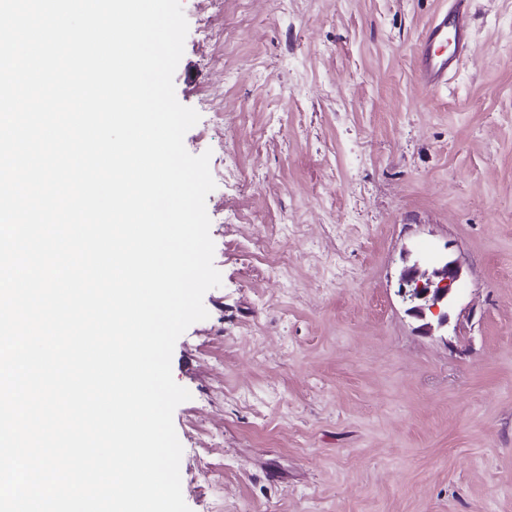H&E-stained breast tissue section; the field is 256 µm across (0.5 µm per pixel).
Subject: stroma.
Returning a JSON list of instances; mask_svg holds the SVG:
<instances>
[{"label": "stroma", "mask_w": 512, "mask_h": 512, "mask_svg": "<svg viewBox=\"0 0 512 512\" xmlns=\"http://www.w3.org/2000/svg\"><path fill=\"white\" fill-rule=\"evenodd\" d=\"M220 287L177 340L191 512H512V0L423 88L444 0H182ZM460 257L446 326L404 270Z\"/></svg>", "instance_id": "obj_1"}]
</instances>
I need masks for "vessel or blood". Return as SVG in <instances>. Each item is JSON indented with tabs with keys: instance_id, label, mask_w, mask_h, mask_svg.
I'll list each match as a JSON object with an SVG mask.
<instances>
[{
	"instance_id": "1",
	"label": "vessel or blood",
	"mask_w": 512,
	"mask_h": 512,
	"mask_svg": "<svg viewBox=\"0 0 512 512\" xmlns=\"http://www.w3.org/2000/svg\"><path fill=\"white\" fill-rule=\"evenodd\" d=\"M470 0H450L427 24L416 48L417 81L427 89L447 84L470 50Z\"/></svg>"
}]
</instances>
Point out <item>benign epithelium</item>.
Instances as JSON below:
<instances>
[{
	"instance_id": "benign-epithelium-1",
	"label": "benign epithelium",
	"mask_w": 512,
	"mask_h": 512,
	"mask_svg": "<svg viewBox=\"0 0 512 512\" xmlns=\"http://www.w3.org/2000/svg\"><path fill=\"white\" fill-rule=\"evenodd\" d=\"M461 260L443 259L432 272H419L411 279H401L400 294L408 302H419L413 310L420 318L431 314L438 324L448 323V309L459 293Z\"/></svg>"
}]
</instances>
